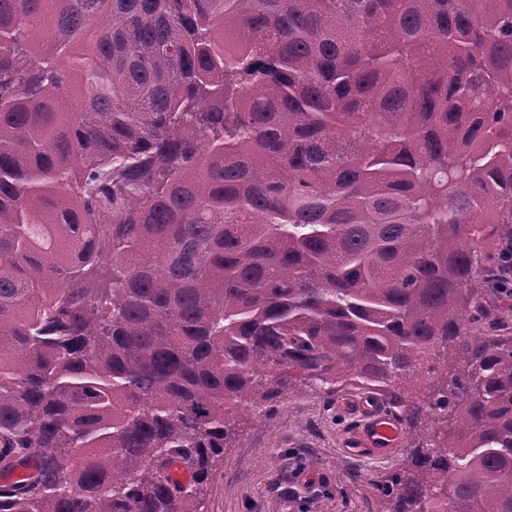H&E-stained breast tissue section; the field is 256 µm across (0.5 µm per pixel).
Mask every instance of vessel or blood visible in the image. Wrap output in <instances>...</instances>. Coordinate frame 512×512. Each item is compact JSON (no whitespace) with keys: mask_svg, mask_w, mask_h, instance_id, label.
I'll list each match as a JSON object with an SVG mask.
<instances>
[{"mask_svg":"<svg viewBox=\"0 0 512 512\" xmlns=\"http://www.w3.org/2000/svg\"><path fill=\"white\" fill-rule=\"evenodd\" d=\"M361 421L348 439V448L357 454L386 455L401 443L402 429L398 422L381 409L379 403H358Z\"/></svg>","mask_w":512,"mask_h":512,"instance_id":"b4317fda","label":"vessel or blood"}]
</instances>
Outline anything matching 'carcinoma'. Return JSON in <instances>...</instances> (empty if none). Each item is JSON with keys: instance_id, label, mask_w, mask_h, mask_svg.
<instances>
[{"instance_id": "1", "label": "carcinoma", "mask_w": 512, "mask_h": 512, "mask_svg": "<svg viewBox=\"0 0 512 512\" xmlns=\"http://www.w3.org/2000/svg\"><path fill=\"white\" fill-rule=\"evenodd\" d=\"M506 238L512 0H0V512H201L303 380L424 437L380 512H512ZM509 268L510 267L507 264L500 265L496 269H494L492 271V273L490 274L489 284H490L491 288H495L497 291L501 292V293H499V292L495 291L494 295L492 297V301L494 300L497 303L499 302L500 304H505L502 301V298L504 297V295H507L510 297V294H506V293H511V287H512L511 274H510V279L508 277Z\"/></svg>"}]
</instances>
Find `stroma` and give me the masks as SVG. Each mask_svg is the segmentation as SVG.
Returning a JSON list of instances; mask_svg holds the SVG:
<instances>
[{"label": "stroma", "instance_id": "1", "mask_svg": "<svg viewBox=\"0 0 512 512\" xmlns=\"http://www.w3.org/2000/svg\"><path fill=\"white\" fill-rule=\"evenodd\" d=\"M369 395L391 409L384 388L308 381L272 416L249 417L203 489L204 512H379L378 485L408 465L418 438L405 435L387 456L349 452L342 405Z\"/></svg>", "mask_w": 512, "mask_h": 512}]
</instances>
